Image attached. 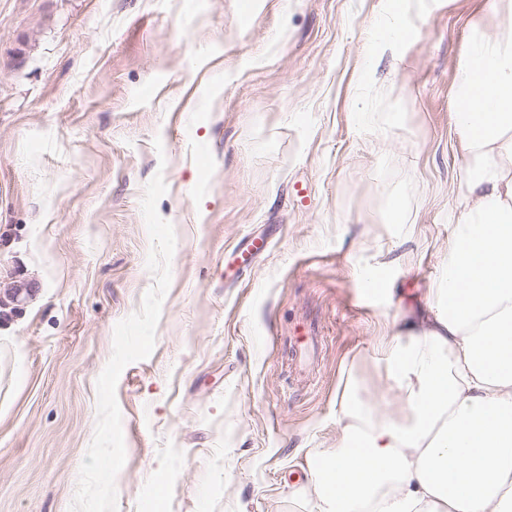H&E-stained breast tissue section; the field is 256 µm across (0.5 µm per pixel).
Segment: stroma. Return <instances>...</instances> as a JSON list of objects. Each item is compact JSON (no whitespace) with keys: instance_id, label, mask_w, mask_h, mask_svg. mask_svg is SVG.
Returning a JSON list of instances; mask_svg holds the SVG:
<instances>
[{"instance_id":"1","label":"stroma","mask_w":512,"mask_h":512,"mask_svg":"<svg viewBox=\"0 0 512 512\" xmlns=\"http://www.w3.org/2000/svg\"><path fill=\"white\" fill-rule=\"evenodd\" d=\"M511 31L512 0H0V283L36 287L0 326V512H307L345 385L406 415L383 348L464 217L458 72Z\"/></svg>"}]
</instances>
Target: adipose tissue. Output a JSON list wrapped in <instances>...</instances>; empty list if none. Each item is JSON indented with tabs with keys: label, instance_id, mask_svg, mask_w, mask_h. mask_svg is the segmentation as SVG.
<instances>
[{
	"label": "adipose tissue",
	"instance_id": "ef3b65f1",
	"mask_svg": "<svg viewBox=\"0 0 512 512\" xmlns=\"http://www.w3.org/2000/svg\"><path fill=\"white\" fill-rule=\"evenodd\" d=\"M456 116L465 219L429 315L387 344L407 418H375L343 389L308 512H512V38L472 42Z\"/></svg>",
	"mask_w": 512,
	"mask_h": 512
}]
</instances>
